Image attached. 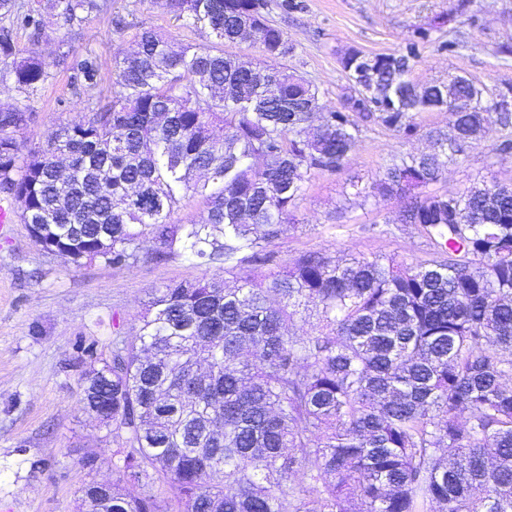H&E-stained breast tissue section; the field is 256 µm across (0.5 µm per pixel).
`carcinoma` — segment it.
I'll use <instances>...</instances> for the list:
<instances>
[{
	"label": "carcinoma",
	"instance_id": "obj_1",
	"mask_svg": "<svg viewBox=\"0 0 512 512\" xmlns=\"http://www.w3.org/2000/svg\"><path fill=\"white\" fill-rule=\"evenodd\" d=\"M203 46L145 30L114 62L106 102L92 53L60 60L87 94L88 120L44 147L15 133L28 106L0 109V194L12 199L47 253L82 267L127 269L185 255L224 262L235 277L169 285L112 357L85 373L81 409L122 436L108 512H160L138 488L157 476L181 512H512V186L477 184L426 194L448 162L512 112L483 105V89L418 87V46L353 50L342 60L356 95L309 133L316 86L282 66L288 36L257 28V55L224 52L238 19L269 0H165ZM105 0H0V58L31 45L44 18L74 27ZM255 68L272 74L262 88ZM38 53L0 69L28 101L48 81ZM464 94L469 112H452ZM448 111L454 135L393 161L373 190L405 201L402 224L421 229L437 257L336 259L305 252L282 262L268 245L294 219L311 172L340 171L363 120L410 137L415 112ZM205 209L170 221L185 196ZM315 308L305 335L293 326Z\"/></svg>",
	"mask_w": 512,
	"mask_h": 512
}]
</instances>
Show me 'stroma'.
<instances>
[{
	"instance_id": "obj_1",
	"label": "stroma",
	"mask_w": 512,
	"mask_h": 512,
	"mask_svg": "<svg viewBox=\"0 0 512 512\" xmlns=\"http://www.w3.org/2000/svg\"><path fill=\"white\" fill-rule=\"evenodd\" d=\"M297 9L271 7L268 18L293 50L284 64L319 89L323 111L342 109L353 89L341 59L351 50L399 53L418 45L411 80L419 85L464 75L493 104L512 85V0H297ZM122 18L115 27L113 18ZM164 31L176 42L209 43L205 30L184 27L161 0H108L107 10L67 28L47 19L38 52L51 77L32 103L33 117L16 134L26 147L60 126L87 120L83 96L58 64V45L93 52L101 65L97 96H112V68L137 35ZM451 51H439L440 42ZM405 138L360 123L359 142L344 169L310 175L295 220L270 245L280 260L310 251L331 258L387 256L414 264L428 259L430 242L398 223L403 206L374 195L372 185L393 158L431 150L430 130L447 129L444 112H422ZM512 130L489 127L480 141L449 163L429 192H462L473 184L512 183V153L499 151ZM224 266L197 265L183 255L116 270L94 263L74 267L42 250L21 221L0 224V512H82L84 488L116 483L118 437L79 408L91 357L112 355V339L133 333L156 290L202 278H223ZM97 460L94 469L83 458Z\"/></svg>"
}]
</instances>
